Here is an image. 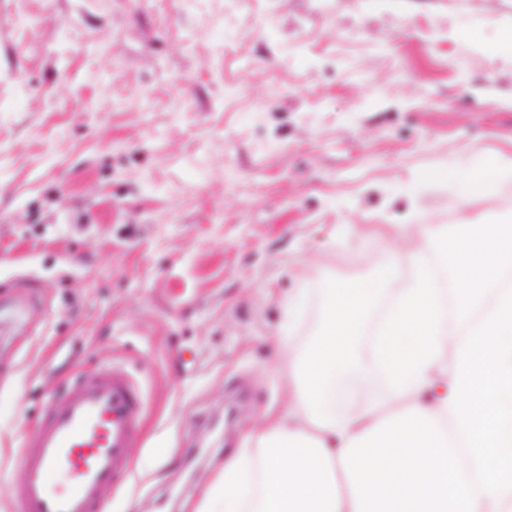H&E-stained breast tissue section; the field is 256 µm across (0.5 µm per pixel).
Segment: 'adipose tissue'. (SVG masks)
I'll return each instance as SVG.
<instances>
[{
	"mask_svg": "<svg viewBox=\"0 0 512 512\" xmlns=\"http://www.w3.org/2000/svg\"><path fill=\"white\" fill-rule=\"evenodd\" d=\"M402 248L383 273L328 283L318 326L304 343L285 308L281 360L291 400L236 449L192 512H453L449 487L468 512H512V224H405ZM374 329L371 360L358 338L378 294L401 266ZM449 268L452 296L437 286ZM488 380L493 446L473 430L476 374ZM364 386L363 404L338 412L337 384ZM386 380L384 393L371 377ZM508 460L489 472V454Z\"/></svg>",
	"mask_w": 512,
	"mask_h": 512,
	"instance_id": "obj_1",
	"label": "adipose tissue"
}]
</instances>
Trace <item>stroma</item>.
<instances>
[{
    "label": "stroma",
    "instance_id": "35a3bbf8",
    "mask_svg": "<svg viewBox=\"0 0 512 512\" xmlns=\"http://www.w3.org/2000/svg\"><path fill=\"white\" fill-rule=\"evenodd\" d=\"M512 0H0V512L49 396H144L112 512H189L282 407L283 301L387 265L401 224L493 221ZM440 167L441 181H417ZM512 174L510 168H502L496 160H485L469 175V190L472 194H488L495 188L499 176Z\"/></svg>",
    "mask_w": 512,
    "mask_h": 512
}]
</instances>
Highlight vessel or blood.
<instances>
[{
  "mask_svg": "<svg viewBox=\"0 0 512 512\" xmlns=\"http://www.w3.org/2000/svg\"><path fill=\"white\" fill-rule=\"evenodd\" d=\"M141 423V391L125 370L105 364L76 375L28 433L23 479L8 488L18 512H110Z\"/></svg>",
  "mask_w": 512,
  "mask_h": 512,
  "instance_id": "1",
  "label": "vessel or blood"
}]
</instances>
